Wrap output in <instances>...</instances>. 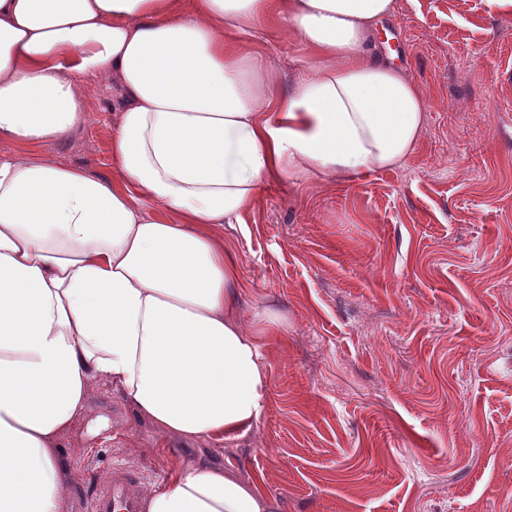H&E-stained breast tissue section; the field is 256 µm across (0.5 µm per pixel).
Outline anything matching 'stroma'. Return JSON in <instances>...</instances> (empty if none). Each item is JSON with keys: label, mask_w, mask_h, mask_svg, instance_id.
Returning <instances> with one entry per match:
<instances>
[{"label": "stroma", "mask_w": 512, "mask_h": 512, "mask_svg": "<svg viewBox=\"0 0 512 512\" xmlns=\"http://www.w3.org/2000/svg\"><path fill=\"white\" fill-rule=\"evenodd\" d=\"M379 34L428 101L398 169L264 190L221 228L261 337L269 398L257 428L186 441L94 382L60 441L74 486L113 465L139 494L179 463L231 469L286 512H512V11L488 0H397ZM253 45L291 82L305 45ZM116 99L88 87L56 163L112 173Z\"/></svg>", "instance_id": "1"}]
</instances>
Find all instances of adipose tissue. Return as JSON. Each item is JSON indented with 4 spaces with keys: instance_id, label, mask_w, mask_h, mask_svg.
<instances>
[{
    "instance_id": "1",
    "label": "adipose tissue",
    "mask_w": 512,
    "mask_h": 512,
    "mask_svg": "<svg viewBox=\"0 0 512 512\" xmlns=\"http://www.w3.org/2000/svg\"><path fill=\"white\" fill-rule=\"evenodd\" d=\"M396 0H0V512H71L57 446L94 381L182 439H236L269 380L217 229L264 186L400 167L427 100L374 38ZM299 39L283 88L252 30ZM118 95L112 175L34 160ZM154 212H147L145 203ZM146 512H285L240 476L177 465Z\"/></svg>"
}]
</instances>
